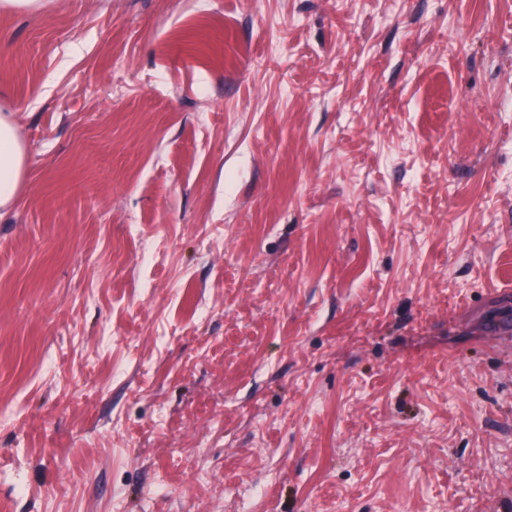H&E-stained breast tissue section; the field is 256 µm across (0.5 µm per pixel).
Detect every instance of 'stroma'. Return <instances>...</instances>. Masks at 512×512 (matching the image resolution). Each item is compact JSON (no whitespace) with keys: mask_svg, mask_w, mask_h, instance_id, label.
<instances>
[{"mask_svg":"<svg viewBox=\"0 0 512 512\" xmlns=\"http://www.w3.org/2000/svg\"><path fill=\"white\" fill-rule=\"evenodd\" d=\"M0 512H512V0L0 12ZM1 112V111H0ZM29 172V155L17 112L0 113V219L16 208Z\"/></svg>","mask_w":512,"mask_h":512,"instance_id":"35a3bbf8","label":"stroma"}]
</instances>
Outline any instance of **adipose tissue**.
<instances>
[{
  "label": "adipose tissue",
  "mask_w": 512,
  "mask_h": 512,
  "mask_svg": "<svg viewBox=\"0 0 512 512\" xmlns=\"http://www.w3.org/2000/svg\"><path fill=\"white\" fill-rule=\"evenodd\" d=\"M29 172V155L16 113H0V219L16 208Z\"/></svg>",
  "instance_id": "1"
}]
</instances>
